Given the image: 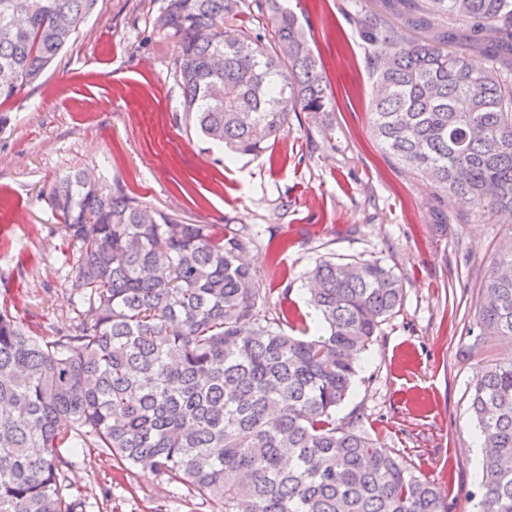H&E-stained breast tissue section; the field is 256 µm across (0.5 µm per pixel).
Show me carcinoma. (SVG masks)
<instances>
[{
  "label": "carcinoma",
  "mask_w": 512,
  "mask_h": 512,
  "mask_svg": "<svg viewBox=\"0 0 512 512\" xmlns=\"http://www.w3.org/2000/svg\"><path fill=\"white\" fill-rule=\"evenodd\" d=\"M381 2L361 19L373 137L437 199L511 222L512 58L476 69L454 44L468 32L512 55V0ZM97 3L0 0V106L39 84ZM264 16L271 41L223 31ZM156 24L178 47L185 119L215 145L260 154L290 113L335 111L280 0H167ZM46 200L77 245L71 289L86 310L47 341L0 308V512H85L64 473L80 444L212 512H447L433 481L336 422L360 354L402 302L381 260L316 262L305 288L323 334L290 336L244 262V229L217 236L82 170ZM477 326L512 339V241L483 282ZM470 411L488 449L479 512H512L511 358L478 371Z\"/></svg>",
  "instance_id": "cac0c4a2"
}]
</instances>
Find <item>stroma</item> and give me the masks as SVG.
<instances>
[{
    "mask_svg": "<svg viewBox=\"0 0 512 512\" xmlns=\"http://www.w3.org/2000/svg\"><path fill=\"white\" fill-rule=\"evenodd\" d=\"M166 0H99L96 12L34 89L11 100L0 129V306L34 335L75 320L77 250L45 199L66 169H86L189 224L257 233L248 260L267 308L300 310L307 272L323 257L380 259L399 276V310L362 352L336 418L444 491L450 512H476L482 451L469 404L480 368L512 356V342L478 335L480 289L511 224L438 202L426 182L370 134L367 46L345 17L349 0H287L319 56L335 103L333 131L304 112L260 155L205 141L186 123L177 49L155 20ZM66 471L86 512H211L183 486L119 470L77 448Z\"/></svg>",
    "mask_w": 512,
    "mask_h": 512,
    "instance_id": "obj_1",
    "label": "stroma"
}]
</instances>
